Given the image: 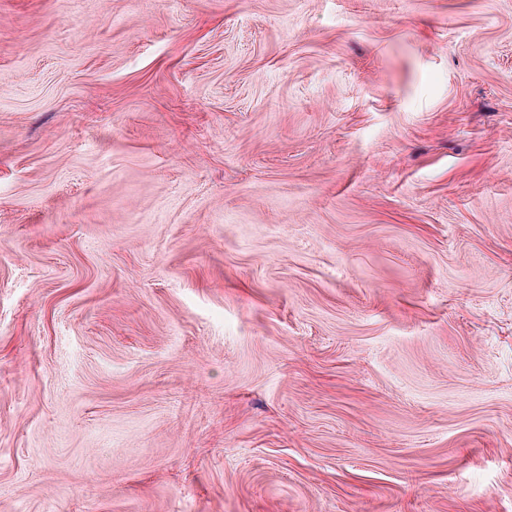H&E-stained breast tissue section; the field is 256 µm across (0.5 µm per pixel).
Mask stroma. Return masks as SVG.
<instances>
[{"mask_svg": "<svg viewBox=\"0 0 512 512\" xmlns=\"http://www.w3.org/2000/svg\"><path fill=\"white\" fill-rule=\"evenodd\" d=\"M0 512H512V0H0Z\"/></svg>", "mask_w": 512, "mask_h": 512, "instance_id": "obj_1", "label": "stroma"}]
</instances>
